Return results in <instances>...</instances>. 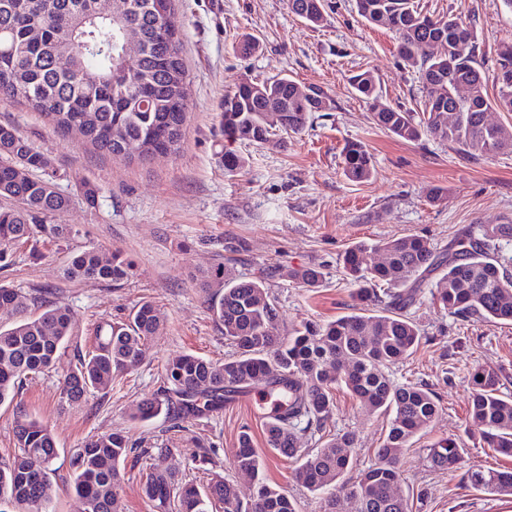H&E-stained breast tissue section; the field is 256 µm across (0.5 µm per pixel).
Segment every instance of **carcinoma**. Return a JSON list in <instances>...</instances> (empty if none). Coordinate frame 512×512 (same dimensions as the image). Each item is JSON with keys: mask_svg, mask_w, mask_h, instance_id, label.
<instances>
[{"mask_svg": "<svg viewBox=\"0 0 512 512\" xmlns=\"http://www.w3.org/2000/svg\"><path fill=\"white\" fill-rule=\"evenodd\" d=\"M160 15L156 0H0V98L24 104L54 129L76 132L97 150L128 159H146L170 152L179 144L187 117L186 71L180 54L181 29L173 0ZM291 11L318 25L324 0H288ZM359 15L398 35L403 60L424 77L423 118L380 102L376 82L368 72L350 78L360 97L373 101V120L388 133L409 141L429 135L459 145L470 154L512 150V132L485 122L491 109L512 112V79L497 82L487 94L475 55V39L458 40L468 29L458 18H439L446 32L448 53L455 59V79L442 80L445 57L426 52L422 44L435 29L413 23L421 15L413 0H356ZM128 42L138 45L132 62L122 57ZM470 85L460 98L455 82ZM297 83L286 77L238 84L224 96L219 124L226 145L224 169L234 171L245 157L231 144H265L273 128L298 134L314 112L332 108L333 99L316 87L319 99L302 100ZM288 108L281 122L269 110ZM450 109L447 117L440 109ZM344 176L363 182L372 175L371 157L358 142L343 148ZM48 159L13 125H0V198L12 205L0 208V244L35 236L61 239L68 229L46 218L69 204L52 180L38 175ZM512 224H484L459 238L456 248L438 250L428 239L409 235L373 244L359 243L344 254L343 264L359 288L354 312L327 323L308 321L286 336L271 334L277 318L275 300L260 278H237L217 270L202 287L211 289L208 310L222 327L232 354L213 360L194 354L169 358L164 364V393L141 400L130 414L149 421L166 413L174 419L219 411L242 388L262 379L280 412L264 423L270 449L298 461L294 479L320 499L323 512H336L346 497L355 512H412L403 488L401 458L417 432L437 413L433 394L417 384L397 385L385 369L413 354L423 336L406 309L426 275L440 271L436 298L444 309L464 321L512 322ZM372 252L382 254L370 264ZM66 276L71 280L121 286L130 264L119 254L104 256L94 248L71 253ZM310 290L323 275L316 267L291 273ZM384 288L377 289V286ZM0 309L16 321L0 326V404L12 401L22 379L49 370L61 347L72 336L70 309L47 299L41 289L25 291L0 285ZM163 319L155 303L143 299L117 322H101L92 349L60 380L61 401L79 406L92 391H110L115 381L136 370L148 344L161 334ZM471 400L468 433H477L495 452L512 455V397L501 392L502 379L492 369L469 374ZM346 388L368 410L390 416L377 462L348 478L353 468L354 436L338 434L322 447L302 448L307 431L322 428L335 406V391ZM17 453L0 462V512H52L51 465L58 441L50 427L17 409ZM130 452L127 440L112 433L87 438L75 453L71 482L76 512H116L124 474L121 463ZM433 465L463 471L475 489L512 495V470L470 465L465 449L452 439L430 449ZM233 465L257 480L256 492L242 505L222 477L199 491L191 481L157 463L142 473V490L156 512H297L296 501L259 479L260 452L249 431L241 432Z\"/></svg>", "mask_w": 512, "mask_h": 512, "instance_id": "carcinoma-1", "label": "carcinoma"}]
</instances>
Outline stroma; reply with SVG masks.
I'll list each match as a JSON object with an SVG mask.
<instances>
[{"instance_id":"obj_1","label":"stroma","mask_w":512,"mask_h":512,"mask_svg":"<svg viewBox=\"0 0 512 512\" xmlns=\"http://www.w3.org/2000/svg\"><path fill=\"white\" fill-rule=\"evenodd\" d=\"M414 2L424 15L451 14L471 25L478 63L487 82H494L498 48L512 40V9L503 0ZM176 12L188 93L177 152L143 161L107 155L78 135L54 131L38 113L0 100V124L16 126L48 158L45 177L71 199L49 217L68 228L67 238L0 246V285L52 289L73 314V336L54 367L23 379L14 403L0 405V462L16 451L15 409L21 406L48 424L59 443L51 474L54 512H74L75 449L91 435L113 432L131 447L122 464L119 512H151L140 473L162 448L170 449L165 464L179 477L203 488L221 475L245 501L256 482L235 471L232 451L247 428L265 460L266 483L295 498L298 512H320L319 499L293 479L295 460L269 450L263 423L243 404L185 419L177 428L161 416L130 420V408L158 391L168 357L230 354L207 309L205 276L222 267L238 277H264L278 309L271 328L277 336L309 320L346 315L355 303V287L343 269L351 245L419 235L447 248L468 228L512 224V152L472 156L450 141L410 142L378 128L370 104L352 93L350 77L370 72L383 102L415 113L423 98L421 73L400 57L395 33L359 16L356 0H325V19L317 26L292 13L288 0H177ZM246 35L260 43L248 57L237 50ZM275 75L321 86L333 98L332 108L313 113L286 146L239 144L246 165L225 171L218 121L225 95L243 79ZM350 141L362 143L371 156L368 181L343 174L342 149ZM84 181L97 186L95 203L84 199ZM433 187L443 191L440 202L426 197ZM83 247L122 253L132 266L129 280L115 288L67 279L68 258ZM309 266L324 274L312 291L288 276ZM437 279L428 274L408 308L424 343L387 370L394 383L426 385L438 403L436 417L406 453L405 489L414 496L413 512H512V497L477 491L460 473L429 459L434 443L452 438L464 446L470 464L512 468V458L465 431L472 368L501 373L502 391L512 396V324L461 321L434 298ZM145 297L161 310L165 326L141 366L109 393L91 392L78 407L63 403L58 381L88 350L96 324L124 318ZM388 423V416L369 413L341 388L324 429L307 432L302 445L318 448L330 436L354 434L356 477L375 464ZM199 448L207 451L206 462L194 460Z\"/></svg>"}]
</instances>
